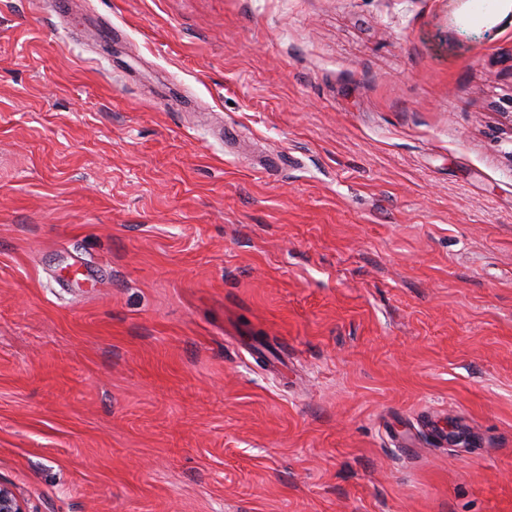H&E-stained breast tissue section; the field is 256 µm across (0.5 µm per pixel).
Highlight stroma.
Masks as SVG:
<instances>
[{"label":"stroma","mask_w":512,"mask_h":512,"mask_svg":"<svg viewBox=\"0 0 512 512\" xmlns=\"http://www.w3.org/2000/svg\"><path fill=\"white\" fill-rule=\"evenodd\" d=\"M0 483L512 512V12L0 0Z\"/></svg>","instance_id":"stroma-1"}]
</instances>
